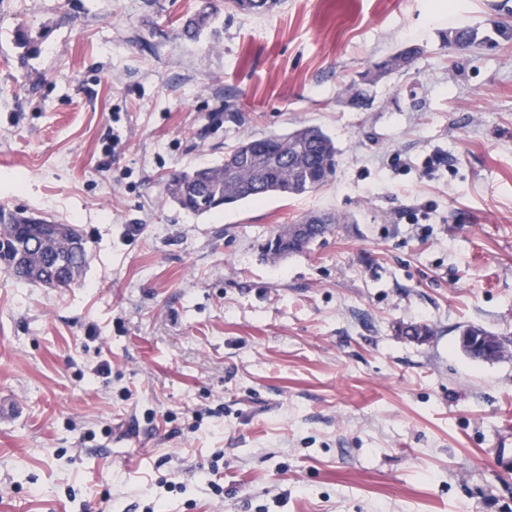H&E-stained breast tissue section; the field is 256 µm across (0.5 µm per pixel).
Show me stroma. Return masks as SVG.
Here are the masks:
<instances>
[{
    "label": "stroma",
    "mask_w": 512,
    "mask_h": 512,
    "mask_svg": "<svg viewBox=\"0 0 512 512\" xmlns=\"http://www.w3.org/2000/svg\"><path fill=\"white\" fill-rule=\"evenodd\" d=\"M200 3L0 0V206L89 241L67 288L0 270V398L23 409L0 512H512V0H282L176 39ZM21 26L45 33L25 60ZM303 125L339 151L313 192L169 197L170 171ZM310 215L335 231L262 257ZM468 326L502 357L469 359Z\"/></svg>",
    "instance_id": "stroma-1"
}]
</instances>
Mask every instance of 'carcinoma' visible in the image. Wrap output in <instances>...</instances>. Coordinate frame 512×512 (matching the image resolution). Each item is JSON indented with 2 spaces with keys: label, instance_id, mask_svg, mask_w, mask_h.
<instances>
[{
  "label": "carcinoma",
  "instance_id": "obj_1",
  "mask_svg": "<svg viewBox=\"0 0 512 512\" xmlns=\"http://www.w3.org/2000/svg\"><path fill=\"white\" fill-rule=\"evenodd\" d=\"M279 0H224L238 13H260L277 6ZM219 8L212 0L191 13L177 30L183 40L197 41L207 30ZM17 42L24 54L38 52L39 36L18 29ZM418 53L406 48L379 63V73L399 71L411 64ZM337 149L333 139L314 126H302L281 135L240 141L224 154V160L192 171L176 170L169 175L167 190L183 209L196 215L210 213L266 195L284 198L312 192L327 182L336 170ZM305 232L293 239L272 233L264 255L277 262L290 254L307 251L335 229L318 218L304 220ZM56 222L24 212L0 208V268L34 286L56 279L67 288L83 270L89 252L81 230L71 236L55 233Z\"/></svg>",
  "mask_w": 512,
  "mask_h": 512
}]
</instances>
